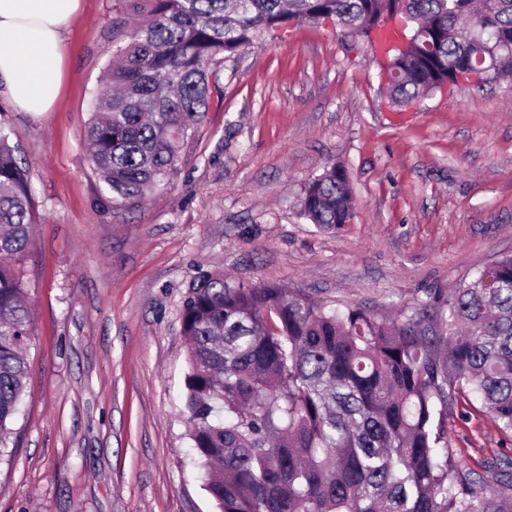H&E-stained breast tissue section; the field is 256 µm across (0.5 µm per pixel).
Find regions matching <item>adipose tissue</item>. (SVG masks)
<instances>
[{
  "instance_id": "adipose-tissue-1",
  "label": "adipose tissue",
  "mask_w": 512,
  "mask_h": 512,
  "mask_svg": "<svg viewBox=\"0 0 512 512\" xmlns=\"http://www.w3.org/2000/svg\"><path fill=\"white\" fill-rule=\"evenodd\" d=\"M80 0H0V83L21 111H50L61 90L63 32Z\"/></svg>"
}]
</instances>
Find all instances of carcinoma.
<instances>
[{"mask_svg": "<svg viewBox=\"0 0 512 512\" xmlns=\"http://www.w3.org/2000/svg\"><path fill=\"white\" fill-rule=\"evenodd\" d=\"M109 60L85 127L112 203L137 204L191 158L224 102V60L290 23L366 39L389 14L415 23L391 58L389 100L407 108L482 62L512 76V0H154ZM0 130V457L22 412L32 322L14 267L35 207L26 165ZM342 167L310 179L300 215L348 223ZM194 460L217 512H512V460L490 476L448 449V399L477 394L512 433V255L440 306L379 319L300 291L203 273L183 305Z\"/></svg>", "mask_w": 512, "mask_h": 512, "instance_id": "carcinoma-1", "label": "carcinoma"}]
</instances>
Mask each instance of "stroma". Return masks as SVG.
Instances as JSON below:
<instances>
[{"mask_svg": "<svg viewBox=\"0 0 512 512\" xmlns=\"http://www.w3.org/2000/svg\"><path fill=\"white\" fill-rule=\"evenodd\" d=\"M153 6L81 0L53 111H18L0 91V128L40 217L16 263L33 325L0 512H212L185 410L181 316L199 274L391 317L512 254V83L390 112L369 42L324 25L290 26L226 60L223 107L195 158L140 204L102 202L83 130L108 60ZM335 165L356 210L327 232L298 203ZM445 428L476 472L512 458V435L466 393Z\"/></svg>", "mask_w": 512, "mask_h": 512, "instance_id": "35a3bbf8", "label": "stroma"}]
</instances>
